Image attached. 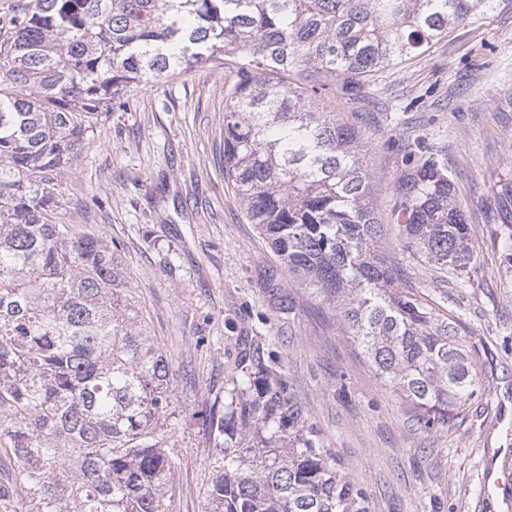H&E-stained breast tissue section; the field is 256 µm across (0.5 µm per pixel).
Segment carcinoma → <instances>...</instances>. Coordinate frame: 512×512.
<instances>
[{
	"instance_id": "carcinoma-1",
	"label": "carcinoma",
	"mask_w": 512,
	"mask_h": 512,
	"mask_svg": "<svg viewBox=\"0 0 512 512\" xmlns=\"http://www.w3.org/2000/svg\"><path fill=\"white\" fill-rule=\"evenodd\" d=\"M499 0H34L0 43V507L167 512L172 367L140 319L112 247L52 221L90 123L133 81L237 66L224 178L272 250L332 305L381 383L443 427L480 394L460 322L395 284L369 201L365 149L307 77L369 76L418 56ZM402 246L456 275L469 225L436 153L398 185ZM512 263V190L499 192ZM218 426L211 512H366L282 376L255 347Z\"/></svg>"
}]
</instances>
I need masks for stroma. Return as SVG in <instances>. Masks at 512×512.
Wrapping results in <instances>:
<instances>
[{"instance_id":"35a3bbf8","label":"stroma","mask_w":512,"mask_h":512,"mask_svg":"<svg viewBox=\"0 0 512 512\" xmlns=\"http://www.w3.org/2000/svg\"><path fill=\"white\" fill-rule=\"evenodd\" d=\"M230 68L194 67L133 84L88 129L62 184L57 221L111 245L174 374L163 441L176 463L168 512H210L222 463L210 425L246 348L269 354L315 447L367 512H512L485 495L492 468L512 479V268L497 191L512 179V0L457 25L426 55L377 72L372 101L318 82L320 107L366 148L371 202L397 284L424 293L468 330L482 397L441 429L386 390L334 310L281 263L224 177ZM439 151L471 228L470 274L458 278L403 250L397 181Z\"/></svg>"}]
</instances>
